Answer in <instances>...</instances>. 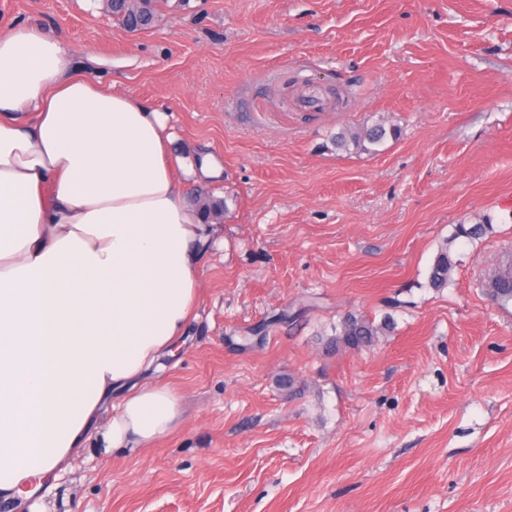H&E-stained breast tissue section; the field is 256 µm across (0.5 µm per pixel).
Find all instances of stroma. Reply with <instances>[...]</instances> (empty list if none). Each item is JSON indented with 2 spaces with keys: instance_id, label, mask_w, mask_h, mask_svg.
Instances as JSON below:
<instances>
[{
  "instance_id": "35a3bbf8",
  "label": "stroma",
  "mask_w": 512,
  "mask_h": 512,
  "mask_svg": "<svg viewBox=\"0 0 512 512\" xmlns=\"http://www.w3.org/2000/svg\"><path fill=\"white\" fill-rule=\"evenodd\" d=\"M12 23L110 59L89 75L163 106L173 155L222 161L186 201L225 205L155 375L174 434L88 441L12 512H512V304L486 288L512 257V0H159L137 32L102 0H0ZM375 125V151L331 141ZM351 312L395 327L328 349ZM457 262L451 255L448 247H441L433 261L428 276V286L434 289L445 288L451 279V274Z\"/></svg>"
}]
</instances>
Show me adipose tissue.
<instances>
[{"instance_id":"adipose-tissue-1","label":"adipose tissue","mask_w":512,"mask_h":512,"mask_svg":"<svg viewBox=\"0 0 512 512\" xmlns=\"http://www.w3.org/2000/svg\"><path fill=\"white\" fill-rule=\"evenodd\" d=\"M163 107L75 64L37 24L0 26V499L32 497L98 432L170 435L180 396L149 382L199 304L213 230L172 155Z\"/></svg>"}]
</instances>
